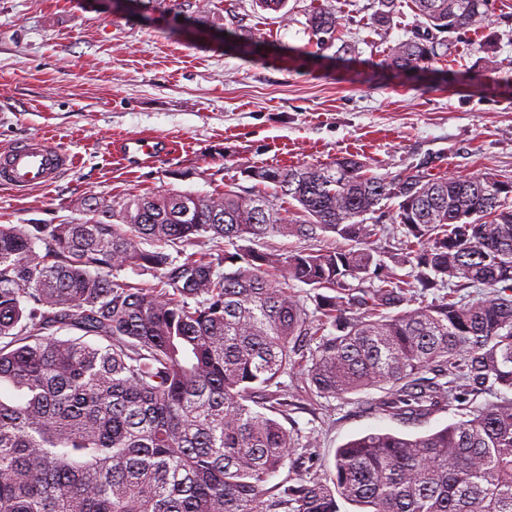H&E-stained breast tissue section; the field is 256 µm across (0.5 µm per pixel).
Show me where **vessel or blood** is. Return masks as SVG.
I'll return each mask as SVG.
<instances>
[{"label":"vessel or blood","mask_w":512,"mask_h":512,"mask_svg":"<svg viewBox=\"0 0 512 512\" xmlns=\"http://www.w3.org/2000/svg\"><path fill=\"white\" fill-rule=\"evenodd\" d=\"M169 143L150 136L120 143L118 150L126 166L136 167L170 151ZM73 163L69 151L38 137L0 149V185L17 193L54 183Z\"/></svg>","instance_id":"obj_1"}]
</instances>
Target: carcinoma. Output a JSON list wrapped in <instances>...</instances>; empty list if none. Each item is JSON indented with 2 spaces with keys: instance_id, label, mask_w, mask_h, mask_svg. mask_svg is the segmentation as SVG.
Returning a JSON list of instances; mask_svg holds the SVG:
<instances>
[{
  "instance_id": "1",
  "label": "carcinoma",
  "mask_w": 512,
  "mask_h": 512,
  "mask_svg": "<svg viewBox=\"0 0 512 512\" xmlns=\"http://www.w3.org/2000/svg\"><path fill=\"white\" fill-rule=\"evenodd\" d=\"M414 4L439 34L490 25L489 0ZM340 27L314 9L305 53L322 58ZM444 47L414 36L357 78L443 82ZM247 177L259 187L248 196L172 191L117 207L90 195L77 202L88 221L0 224V512H512L508 398L433 433L364 434L327 475L268 485L297 445L276 418L288 372L304 370L318 397L380 388L373 410L413 425L512 391V181L383 176L353 155ZM384 207L405 232L380 274L370 244ZM320 232L350 248L263 250L272 235ZM200 237L224 246L186 253ZM126 269L157 283L116 279ZM462 281L487 295H459ZM290 282L329 294L311 313ZM417 284L448 294L403 308ZM70 329L82 337L58 338ZM300 336L315 348L296 359Z\"/></svg>"
}]
</instances>
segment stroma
Wrapping results in <instances>:
<instances>
[{
	"label": "stroma",
	"mask_w": 512,
	"mask_h": 512,
	"mask_svg": "<svg viewBox=\"0 0 512 512\" xmlns=\"http://www.w3.org/2000/svg\"><path fill=\"white\" fill-rule=\"evenodd\" d=\"M497 42L484 70L485 33L448 34L436 60L448 72L512 76V0H492ZM334 11L340 37L321 63L289 58L306 47L314 8ZM377 0H287L284 12L258 0H184L181 13L141 18L124 0H0V148L34 136L67 149L74 164L50 186L19 196L0 186V224H59L78 218V198H126L171 190L246 195L249 167L325 164L354 155L384 176L424 166L437 175L491 172L512 180V95L468 86L353 83L349 70L382 60L413 36L419 19L401 0L389 25L372 21ZM198 17L202 29L186 27ZM267 43L265 59L242 56L224 33ZM149 135L175 153L136 168L119 142ZM295 405L284 425L314 444L327 474L337 448L369 432L419 436L459 421L458 406L418 425L372 410L368 389L309 397L298 374L284 378Z\"/></svg>",
	"instance_id": "stroma-1"
}]
</instances>
